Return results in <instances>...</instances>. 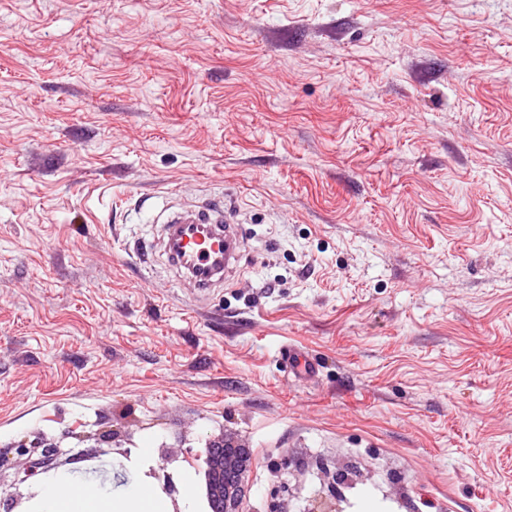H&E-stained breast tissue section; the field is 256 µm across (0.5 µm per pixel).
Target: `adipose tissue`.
Here are the masks:
<instances>
[{
    "instance_id": "obj_1",
    "label": "adipose tissue",
    "mask_w": 512,
    "mask_h": 512,
    "mask_svg": "<svg viewBox=\"0 0 512 512\" xmlns=\"http://www.w3.org/2000/svg\"><path fill=\"white\" fill-rule=\"evenodd\" d=\"M40 512H168L165 500L149 482L131 485L122 498L108 496L86 482L47 481L40 497Z\"/></svg>"
}]
</instances>
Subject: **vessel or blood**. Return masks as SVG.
<instances>
[{"label":"vessel or blood","mask_w":512,"mask_h":512,"mask_svg":"<svg viewBox=\"0 0 512 512\" xmlns=\"http://www.w3.org/2000/svg\"><path fill=\"white\" fill-rule=\"evenodd\" d=\"M237 212L221 204H202L172 213L165 222L162 242L172 249L170 263L189 280L197 301H205L239 270L245 244L238 234ZM291 373L311 377L318 363L297 348L281 351Z\"/></svg>","instance_id":"1"}]
</instances>
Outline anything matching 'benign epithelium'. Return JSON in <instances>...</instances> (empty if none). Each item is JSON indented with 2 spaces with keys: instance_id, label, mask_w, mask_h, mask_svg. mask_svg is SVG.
I'll list each match as a JSON object with an SVG mask.
<instances>
[{
  "instance_id": "obj_1",
  "label": "benign epithelium",
  "mask_w": 512,
  "mask_h": 512,
  "mask_svg": "<svg viewBox=\"0 0 512 512\" xmlns=\"http://www.w3.org/2000/svg\"><path fill=\"white\" fill-rule=\"evenodd\" d=\"M170 444H160V464L150 467L144 476L152 479L158 489L172 502H177L180 488L169 466L175 457ZM15 454L24 458V467L17 472V482L30 485L42 482L60 467L87 462L85 453L65 455L61 442L43 433L33 440H22L14 446ZM198 482L194 489L197 512H244L243 501L249 493L247 473L250 452L245 445L224 435L205 441L204 452L194 455ZM318 485L307 494L305 476L310 472L303 459L287 456L273 464L276 475L266 502V512H345V491L361 478V471L351 467L338 468L323 460L317 465Z\"/></svg>"
}]
</instances>
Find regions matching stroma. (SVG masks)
Wrapping results in <instances>:
<instances>
[{
  "mask_svg": "<svg viewBox=\"0 0 512 512\" xmlns=\"http://www.w3.org/2000/svg\"><path fill=\"white\" fill-rule=\"evenodd\" d=\"M209 199L198 305L136 248ZM112 428L245 443L247 512L288 455L512 512V0H0V449ZM237 216L232 207L203 203L173 212L164 222V250L170 249V263L193 286L196 302L207 300L216 288H224V282L239 271L245 244L238 234ZM176 243L180 244L178 250ZM281 355L286 360L290 372L299 380L307 379L318 371L317 361L297 348L285 346L281 350Z\"/></svg>",
  "mask_w": 512,
  "mask_h": 512,
  "instance_id": "obj_1",
  "label": "stroma"
}]
</instances>
